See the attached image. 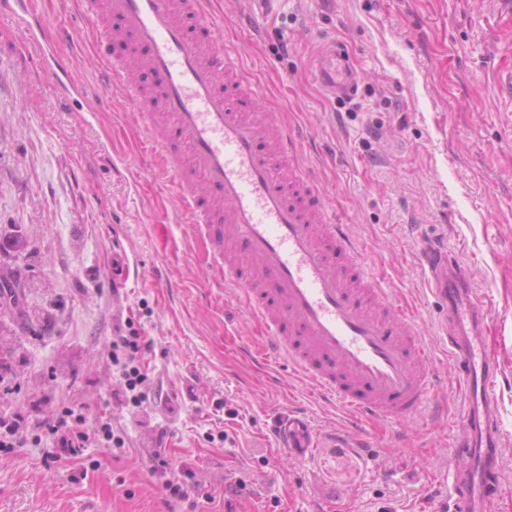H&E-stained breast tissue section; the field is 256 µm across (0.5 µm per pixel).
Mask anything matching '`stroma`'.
<instances>
[{
    "label": "stroma",
    "instance_id": "stroma-1",
    "mask_svg": "<svg viewBox=\"0 0 512 512\" xmlns=\"http://www.w3.org/2000/svg\"><path fill=\"white\" fill-rule=\"evenodd\" d=\"M211 2L238 40L245 81L296 130L328 208L438 351L444 305L418 263L424 241L468 265L486 293L512 482V107L492 78L507 59L499 43L512 37V14L497 0ZM246 16L258 27L242 37ZM16 36V22L0 16V268L20 270L33 317L0 304V412L34 424L79 404L111 419L125 445L102 442L49 468V440L1 449L0 512H224V486L235 481L245 485L236 512H450L462 460L438 411L462 410L451 365L435 373L421 416L362 427L286 361H259L261 338L237 292L215 287L173 191L153 184L121 91L102 112L89 96L63 104ZM331 40L347 46L357 72L347 103L316 76L317 50ZM19 233L22 254L10 246ZM118 254L136 272L120 288L109 276ZM128 324L147 341L136 407L114 397L112 338ZM292 411L314 428L302 461L274 432ZM161 432L186 473L187 501L170 498L149 469Z\"/></svg>",
    "mask_w": 512,
    "mask_h": 512
}]
</instances>
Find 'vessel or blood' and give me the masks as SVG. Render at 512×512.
I'll list each match as a JSON object with an SVG mask.
<instances>
[{
    "instance_id": "obj_1",
    "label": "vessel or blood",
    "mask_w": 512,
    "mask_h": 512,
    "mask_svg": "<svg viewBox=\"0 0 512 512\" xmlns=\"http://www.w3.org/2000/svg\"><path fill=\"white\" fill-rule=\"evenodd\" d=\"M209 0H82L103 63L92 94L108 104L121 88L147 137L159 140L156 178L176 190L178 213L205 246L215 277L236 288L267 339L309 386L362 423L401 424L427 408L433 348L409 309L392 302L366 267L325 193L299 161L296 137L278 113L260 111V88L242 83L241 63L212 21ZM20 25V45L40 47L48 26L33 0H0ZM52 79L62 101L79 83L71 56L53 45ZM138 68L144 80L131 78ZM319 82L350 94V55L329 47ZM420 263L445 300L444 332L464 410L455 448L468 462L453 481L455 512H492L507 488L495 386L486 339L488 308L470 274L427 244ZM280 447L305 459L308 420L276 421Z\"/></svg>"
}]
</instances>
